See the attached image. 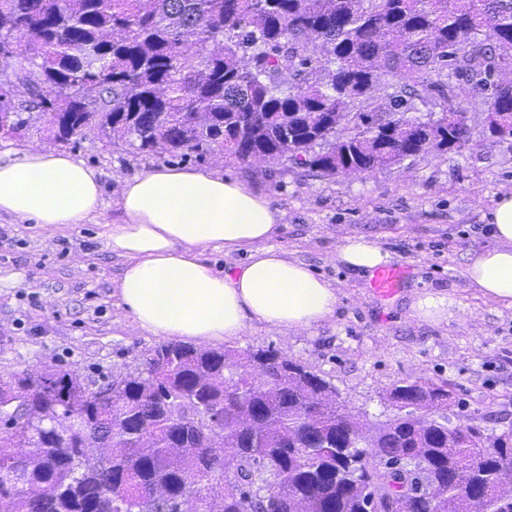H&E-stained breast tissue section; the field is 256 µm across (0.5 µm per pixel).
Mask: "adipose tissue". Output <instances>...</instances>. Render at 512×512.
I'll use <instances>...</instances> for the list:
<instances>
[{
  "label": "adipose tissue",
  "instance_id": "obj_1",
  "mask_svg": "<svg viewBox=\"0 0 512 512\" xmlns=\"http://www.w3.org/2000/svg\"><path fill=\"white\" fill-rule=\"evenodd\" d=\"M121 213L108 246L123 258L118 295L136 326L157 337L233 341L261 328L309 331L336 315L340 290L271 240L284 212L261 190L208 169L160 165L117 189ZM104 206L101 174L66 151L0 154V216L50 232L83 224ZM492 247L473 252L468 287L512 305V192L497 194ZM223 251L224 269L207 261ZM336 259L369 272L387 252L362 236L345 238Z\"/></svg>",
  "mask_w": 512,
  "mask_h": 512
}]
</instances>
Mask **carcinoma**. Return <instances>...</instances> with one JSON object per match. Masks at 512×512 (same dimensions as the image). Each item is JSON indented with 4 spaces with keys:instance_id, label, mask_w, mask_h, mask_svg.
Returning a JSON list of instances; mask_svg holds the SVG:
<instances>
[{
    "instance_id": "cac0c4a2",
    "label": "carcinoma",
    "mask_w": 512,
    "mask_h": 512,
    "mask_svg": "<svg viewBox=\"0 0 512 512\" xmlns=\"http://www.w3.org/2000/svg\"><path fill=\"white\" fill-rule=\"evenodd\" d=\"M323 55L308 53L312 36ZM32 43L25 81L68 128H95L142 152L284 161L327 177L460 149L474 133L452 80L485 96L479 134L512 138V0H0V54ZM0 83V118L26 128ZM440 98L441 116H411ZM345 124L347 134L336 135ZM98 400L57 368L22 397L0 444L5 512H173L157 487L191 493L202 512H512V436L448 425L446 383L416 379L386 394L395 410L369 430L335 389L272 349L156 346L143 369ZM87 413L110 427L101 448L60 439ZM223 420L222 454L199 439ZM21 472L24 486L8 484ZM57 495L34 508L32 490Z\"/></svg>"
}]
</instances>
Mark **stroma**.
I'll use <instances>...</instances> for the list:
<instances>
[{
    "instance_id": "stroma-1",
    "label": "stroma",
    "mask_w": 512,
    "mask_h": 512,
    "mask_svg": "<svg viewBox=\"0 0 512 512\" xmlns=\"http://www.w3.org/2000/svg\"><path fill=\"white\" fill-rule=\"evenodd\" d=\"M32 67L26 56L11 61L10 97L29 129L20 138L0 135V152L72 153L101 171L105 206L96 219L50 236L0 218V380L51 365L76 371L95 389L141 370L160 340L135 326L117 295L123 261L108 247L118 217L113 190L159 165L206 168L266 192L285 213L273 245L341 291L335 318L314 332L255 329L234 349L272 347L301 362L372 425L392 416L391 387L422 378L449 383L454 419L490 435L512 429V307L484 298L463 277L469 252L493 244L487 222L497 193L512 190L511 139L476 137L357 178L281 161H229L217 151L156 156L110 145L89 129L58 144L47 137L53 112L33 103L21 80ZM347 236L376 241L405 269L393 296H376L371 275L337 262ZM423 293L447 296L446 318L410 317L413 297Z\"/></svg>"
}]
</instances>
